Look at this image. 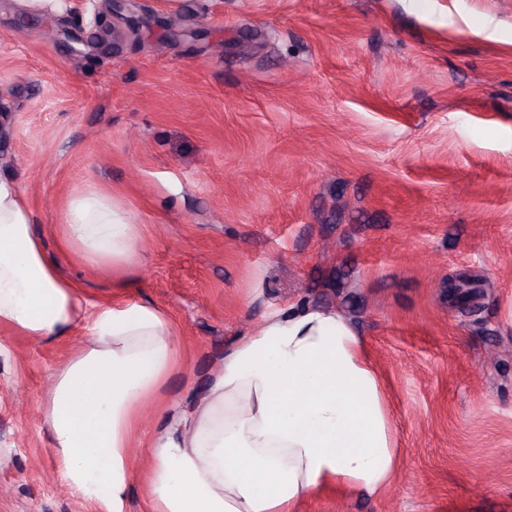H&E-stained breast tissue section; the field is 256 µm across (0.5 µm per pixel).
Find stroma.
<instances>
[{
  "label": "stroma",
  "mask_w": 512,
  "mask_h": 512,
  "mask_svg": "<svg viewBox=\"0 0 512 512\" xmlns=\"http://www.w3.org/2000/svg\"><path fill=\"white\" fill-rule=\"evenodd\" d=\"M71 2L0 0V175L85 305L172 319L185 357L134 456L228 342L306 303L365 336L400 463L384 496L297 512H512V0ZM80 193L142 224L132 287L57 249ZM84 340L0 326V512H94L41 413Z\"/></svg>",
  "instance_id": "obj_1"
}]
</instances>
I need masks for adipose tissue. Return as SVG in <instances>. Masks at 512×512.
Returning <instances> with one entry per match:
<instances>
[{"instance_id":"obj_1","label":"adipose tissue","mask_w":512,"mask_h":512,"mask_svg":"<svg viewBox=\"0 0 512 512\" xmlns=\"http://www.w3.org/2000/svg\"><path fill=\"white\" fill-rule=\"evenodd\" d=\"M142 227L121 207L74 195L59 246L129 269ZM84 322L83 347L42 405L68 486L124 512L144 402L181 358L169 316L150 303L99 304L61 276L32 229L18 183L0 178V325L38 339ZM399 466L384 379L340 312L276 311L232 339L205 391L170 403L146 447L148 512H296L328 486L384 495Z\"/></svg>"}]
</instances>
